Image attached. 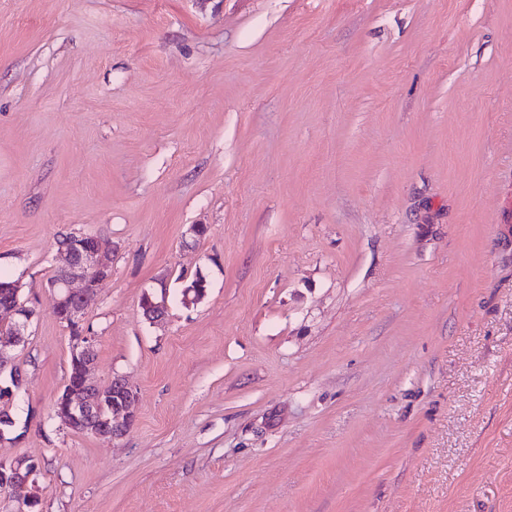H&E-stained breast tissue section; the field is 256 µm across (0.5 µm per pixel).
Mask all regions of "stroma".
I'll return each instance as SVG.
<instances>
[{
    "instance_id": "35a3bbf8",
    "label": "stroma",
    "mask_w": 512,
    "mask_h": 512,
    "mask_svg": "<svg viewBox=\"0 0 512 512\" xmlns=\"http://www.w3.org/2000/svg\"><path fill=\"white\" fill-rule=\"evenodd\" d=\"M67 231L110 442L53 416ZM0 277L42 512H512V0H0ZM60 264L42 288L60 322L71 326V355L68 383L55 401L53 412L67 429H81L100 439L112 441L122 437L133 425L138 391L126 379L113 377L105 387L91 381L96 363V337L80 326L85 312L97 297L98 285L112 273V250L92 234L71 232L58 241ZM78 283V287L74 284ZM72 356V358H71ZM107 411V416L103 413ZM15 287L18 289H14ZM20 291V286L16 283L0 292V329L4 332L3 326L8 325L11 329L9 334L1 333L0 330V372L11 364L13 351L24 344V330L34 315L33 310L21 302ZM3 316L13 319L5 325L2 322Z\"/></svg>"
}]
</instances>
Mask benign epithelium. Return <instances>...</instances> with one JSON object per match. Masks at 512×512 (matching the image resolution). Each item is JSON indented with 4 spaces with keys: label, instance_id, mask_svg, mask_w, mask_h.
Listing matches in <instances>:
<instances>
[{
    "label": "benign epithelium",
    "instance_id": "1",
    "mask_svg": "<svg viewBox=\"0 0 512 512\" xmlns=\"http://www.w3.org/2000/svg\"><path fill=\"white\" fill-rule=\"evenodd\" d=\"M60 264L43 285L53 308L61 311L74 331L71 356L80 368L79 381L67 384L55 401L53 412L67 429H80L100 439L122 437L133 425L138 391L126 379L114 377L105 387L91 381L96 363V337L81 327L83 317L97 297L98 285L112 273V250L92 234L71 232L58 241ZM147 320L157 323L165 318L164 301L149 300L143 306ZM33 310L20 300V290L0 292V318L11 321L10 333L0 335V371L12 361V354L25 342L24 330ZM38 467L35 462L18 457L0 460V483L15 490L19 499L31 506L39 502L35 493Z\"/></svg>",
    "mask_w": 512,
    "mask_h": 512
}]
</instances>
